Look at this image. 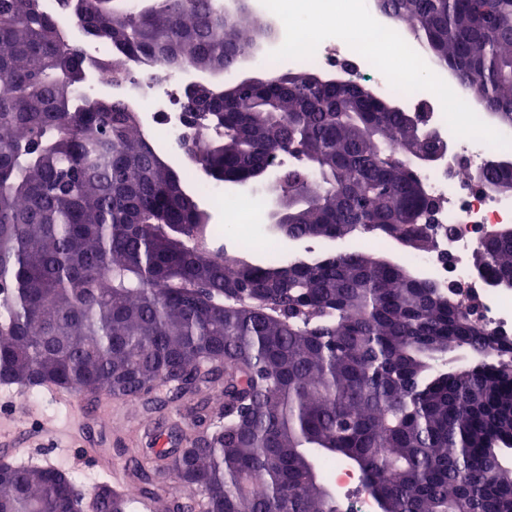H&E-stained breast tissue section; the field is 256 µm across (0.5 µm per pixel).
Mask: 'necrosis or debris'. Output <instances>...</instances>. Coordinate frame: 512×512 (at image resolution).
<instances>
[{
	"instance_id": "obj_1",
	"label": "necrosis or debris",
	"mask_w": 512,
	"mask_h": 512,
	"mask_svg": "<svg viewBox=\"0 0 512 512\" xmlns=\"http://www.w3.org/2000/svg\"><path fill=\"white\" fill-rule=\"evenodd\" d=\"M114 51V46L104 40L85 45V59L95 66V86H111L113 97L125 99L134 107L147 108L146 130L161 129L167 151L182 153L188 128L186 116L177 106L178 85L149 80L150 65L145 61L130 64L124 78H115L111 69L102 64ZM306 64L320 69L343 66L355 78L370 82L380 95H399L381 72L341 39L324 40ZM415 100L432 105L428 121L447 140L450 156L420 171L430 194L441 200L442 207L432 226V248L414 252L408 260L440 286L461 283L474 288L480 298V322L511 342L512 292L477 279L471 257L492 229L512 223V198L476 189L474 175L488 165L512 157V151L456 137L442 112L435 110L433 93L418 92Z\"/></svg>"
}]
</instances>
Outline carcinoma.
Returning a JSON list of instances; mask_svg holds the SVG:
<instances>
[{"mask_svg": "<svg viewBox=\"0 0 512 512\" xmlns=\"http://www.w3.org/2000/svg\"><path fill=\"white\" fill-rule=\"evenodd\" d=\"M112 71L150 79L222 74L270 33L216 0H57ZM512 125V0H377ZM82 52L41 0H0V384L137 401L211 381L224 366V423L158 459L182 487L165 512H341L321 465L353 462L386 512H512V345L435 281L373 253L287 264L213 257L198 196L128 104L82 97ZM276 71L224 95L184 98L193 170L261 180L296 240L379 232L429 249L435 202L400 147L420 128L361 82ZM288 153L297 163L268 179ZM475 185L512 182V166ZM490 282L512 277V237L482 241ZM477 362L432 364L457 348ZM0 512H110L136 503L104 480L85 498L59 465L4 462Z\"/></svg>", "mask_w": 512, "mask_h": 512, "instance_id": "1", "label": "carcinoma"}]
</instances>
